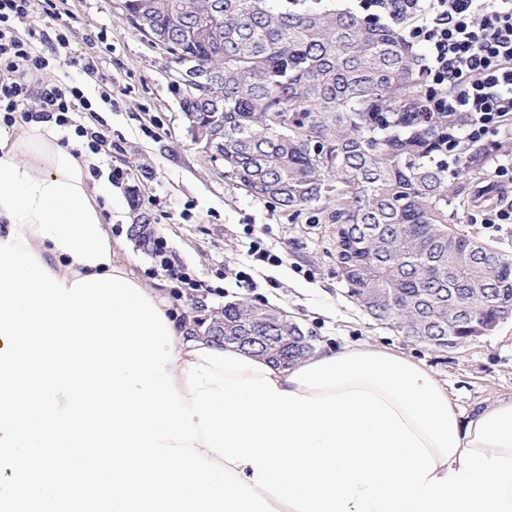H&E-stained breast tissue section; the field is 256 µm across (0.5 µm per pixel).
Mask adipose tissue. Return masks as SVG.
Returning a JSON list of instances; mask_svg holds the SVG:
<instances>
[{"label":"adipose tissue","mask_w":512,"mask_h":512,"mask_svg":"<svg viewBox=\"0 0 512 512\" xmlns=\"http://www.w3.org/2000/svg\"><path fill=\"white\" fill-rule=\"evenodd\" d=\"M0 158L20 166L41 184L58 180L80 186L85 190L91 206H98L100 198L108 194L107 186L90 187L85 155L77 153L75 144L61 143L53 122L33 120L19 126H10L0 121ZM23 233L33 254L39 257L43 266L50 268L56 278L65 279L66 282L94 274L119 275L134 282L139 279L131 262L121 256L124 249L121 241L110 240L109 263L89 266L76 263L71 255L58 250L53 241L35 235L33 228H24ZM144 292L165 314L174 333L176 361L167 365L166 370L174 377L180 395L188 396L185 369L189 362L195 361L197 349L212 348L213 343L192 323L181 319L165 289L148 285Z\"/></svg>","instance_id":"adipose-tissue-1"}]
</instances>
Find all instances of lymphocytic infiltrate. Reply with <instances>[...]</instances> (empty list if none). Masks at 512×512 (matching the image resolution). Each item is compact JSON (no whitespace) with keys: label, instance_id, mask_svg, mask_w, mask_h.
Wrapping results in <instances>:
<instances>
[{"label":"lymphocytic infiltrate","instance_id":"obj_1","mask_svg":"<svg viewBox=\"0 0 512 512\" xmlns=\"http://www.w3.org/2000/svg\"><path fill=\"white\" fill-rule=\"evenodd\" d=\"M369 16L397 28L425 54L420 68L424 109L465 114L463 126L439 145L454 155L459 141L485 144L490 133H512V0H357ZM31 0H0V117L7 124L49 120L82 138L91 154L111 156L112 138L104 125H86L81 115L94 105L72 83L48 84L47 48H64L60 64L86 72L90 60L70 52L68 21L46 33L31 22ZM136 245L177 287L200 290L204 283L172 258L167 238L142 224Z\"/></svg>","mask_w":512,"mask_h":512}]
</instances>
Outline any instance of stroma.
<instances>
[{
    "label": "stroma",
    "mask_w": 512,
    "mask_h": 512,
    "mask_svg": "<svg viewBox=\"0 0 512 512\" xmlns=\"http://www.w3.org/2000/svg\"><path fill=\"white\" fill-rule=\"evenodd\" d=\"M56 5L72 17V49L93 61L96 70L53 63L45 82L79 83L94 101L104 90L112 92V108L102 118L118 145L112 163L127 173L125 185L110 186L103 202L113 237L125 240L136 272L155 283L150 260L136 251L132 233L134 210L147 212L167 235L175 259L218 289L214 295L184 292L176 303L183 318H204L224 305L248 301L287 312L312 336L316 351L368 345L422 363L465 413L512 399V320L450 350L415 342L376 322L348 294L336 262L335 227L324 223L321 209L295 215L256 197L233 185L223 162L194 143L173 69L163 51L129 26L120 0H56ZM489 212L484 205L455 203L448 208V222L512 257V223H486ZM248 226L284 262L254 265L255 287L242 288L230 272L246 264L241 242Z\"/></svg>",
    "instance_id": "35a3bbf8"
}]
</instances>
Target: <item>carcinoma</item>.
<instances>
[{"label": "carcinoma", "mask_w": 512, "mask_h": 512, "mask_svg": "<svg viewBox=\"0 0 512 512\" xmlns=\"http://www.w3.org/2000/svg\"><path fill=\"white\" fill-rule=\"evenodd\" d=\"M126 20L186 74L190 125L224 122V176L284 209L327 198L350 296L394 329L425 324L421 343L469 336L448 301L484 323L512 306V260L448 227L470 197L436 147L448 122L421 110L417 55L400 34L347 10L300 0H123ZM484 168L459 158L456 174Z\"/></svg>", "instance_id": "carcinoma-1"}]
</instances>
